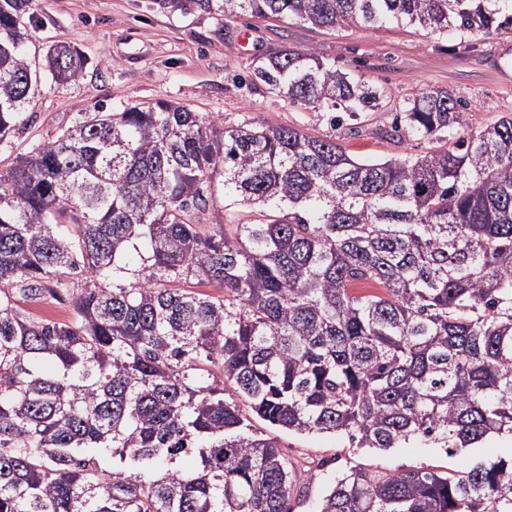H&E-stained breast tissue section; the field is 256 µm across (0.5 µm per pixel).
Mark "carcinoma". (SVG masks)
I'll return each mask as SVG.
<instances>
[{
    "mask_svg": "<svg viewBox=\"0 0 512 512\" xmlns=\"http://www.w3.org/2000/svg\"><path fill=\"white\" fill-rule=\"evenodd\" d=\"M0 6V141L40 62ZM224 17L331 29L493 33L512 0H190ZM252 78L356 119L384 91L313 49ZM424 154L358 159L257 116L237 127L169 102L87 112L0 173V512H293L306 479L277 436L462 455L446 473L354 466L318 512H512V115L477 132L460 101L406 102ZM239 207L258 211L232 224ZM221 289L218 295L200 291ZM51 296L72 318H36ZM246 405V413L241 405Z\"/></svg>",
    "mask_w": 512,
    "mask_h": 512,
    "instance_id": "obj_1",
    "label": "carcinoma"
}]
</instances>
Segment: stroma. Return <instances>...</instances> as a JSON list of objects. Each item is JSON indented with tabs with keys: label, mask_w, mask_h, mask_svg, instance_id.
<instances>
[{
	"label": "stroma",
	"mask_w": 512,
	"mask_h": 512,
	"mask_svg": "<svg viewBox=\"0 0 512 512\" xmlns=\"http://www.w3.org/2000/svg\"><path fill=\"white\" fill-rule=\"evenodd\" d=\"M21 31L29 49L40 52L70 43L86 67L67 84L43 79L24 123L0 142V172L85 113L139 103H177L229 127L266 116L314 136H335L349 154L373 158L427 152L428 142L393 130L397 112L424 89H443L464 101L475 131L512 114V28L490 35L431 34L405 24L321 29L295 19H228L191 4L164 7L159 0H29ZM311 48L355 81L385 89L383 106L335 125L330 111L304 108L251 80L253 68L269 56ZM277 439L313 472L293 512H314L330 480L357 464L385 473L404 467L442 472L462 464L461 457L417 442L355 448L339 435L285 430Z\"/></svg>",
	"instance_id": "stroma-1"
}]
</instances>
